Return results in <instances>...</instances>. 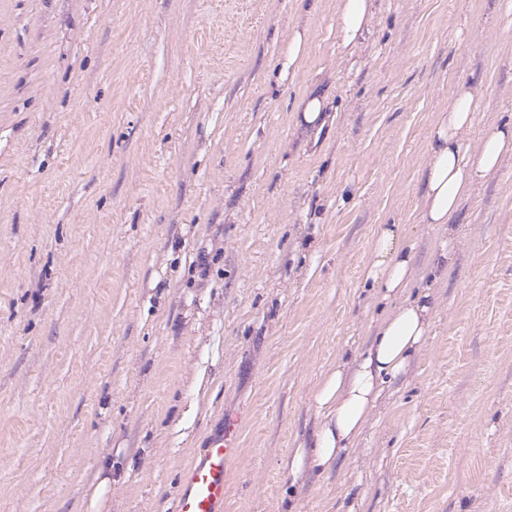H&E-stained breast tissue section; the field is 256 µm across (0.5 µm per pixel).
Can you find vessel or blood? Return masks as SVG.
Here are the masks:
<instances>
[{
  "label": "vessel or blood",
  "mask_w": 512,
  "mask_h": 512,
  "mask_svg": "<svg viewBox=\"0 0 512 512\" xmlns=\"http://www.w3.org/2000/svg\"><path fill=\"white\" fill-rule=\"evenodd\" d=\"M239 422H225L222 435L212 438L183 474L184 489L174 512H222L229 482L228 463L238 448Z\"/></svg>",
  "instance_id": "obj_1"
}]
</instances>
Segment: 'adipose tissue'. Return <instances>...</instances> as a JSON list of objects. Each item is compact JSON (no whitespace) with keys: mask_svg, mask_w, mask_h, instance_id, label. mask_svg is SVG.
Instances as JSON below:
<instances>
[{"mask_svg":"<svg viewBox=\"0 0 512 512\" xmlns=\"http://www.w3.org/2000/svg\"><path fill=\"white\" fill-rule=\"evenodd\" d=\"M373 0H338L337 31L345 53L372 33ZM480 94L461 84L448 109L431 124L421 173V216L424 223L441 225L444 241L431 258L433 280L447 276L454 247L462 234L456 221L463 200L512 155V123L496 127L472 147L470 133ZM414 244L402 225L389 224L375 237L364 279L383 302L394 309L378 324L370 343L352 360H337L314 396L323 416L311 447L295 449L288 464L291 474L304 466L328 469L361 441L371 413L386 387L404 376L424 347L434 313L430 287L414 288Z\"/></svg>","mask_w":512,"mask_h":512,"instance_id":"adipose-tissue-1","label":"adipose tissue"}]
</instances>
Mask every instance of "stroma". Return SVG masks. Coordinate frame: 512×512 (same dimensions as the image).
Wrapping results in <instances>:
<instances>
[{"instance_id": "1", "label": "stroma", "mask_w": 512, "mask_h": 512, "mask_svg": "<svg viewBox=\"0 0 512 512\" xmlns=\"http://www.w3.org/2000/svg\"><path fill=\"white\" fill-rule=\"evenodd\" d=\"M336 3L0 0V512H88L106 459L99 512H171L230 413L223 512H512L511 156L464 200L430 336L362 440L288 470L387 310L362 277L379 225L428 277L436 113L466 82L472 144L512 121V0H375L350 56ZM307 33L305 29H299L298 26L293 29L292 35L288 41V52L278 61V79L284 82L288 74H294L299 69L300 64L306 56ZM319 82H315L301 98L296 112L301 113L297 125L303 131H313L322 112H327L329 107V94L319 89Z\"/></svg>"}]
</instances>
